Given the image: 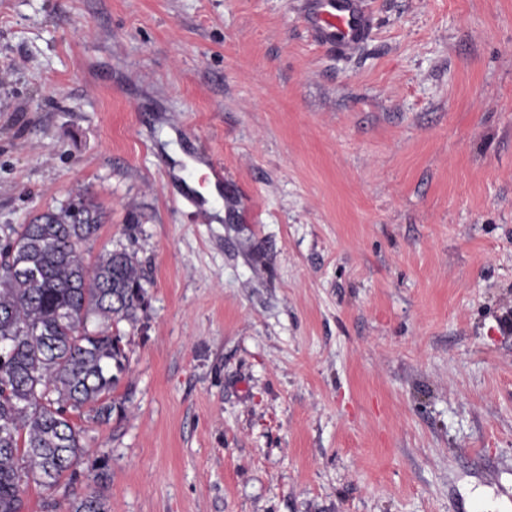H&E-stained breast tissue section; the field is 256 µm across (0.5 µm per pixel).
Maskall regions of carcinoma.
<instances>
[{
  "mask_svg": "<svg viewBox=\"0 0 512 512\" xmlns=\"http://www.w3.org/2000/svg\"><path fill=\"white\" fill-rule=\"evenodd\" d=\"M83 197L0 231V512H22L24 487L71 486L90 455L72 415L107 424L124 411L114 392L129 367L123 321L148 307L135 253L85 263L79 245L99 230ZM45 512H109L100 490L72 492Z\"/></svg>",
  "mask_w": 512,
  "mask_h": 512,
  "instance_id": "obj_1",
  "label": "carcinoma"
}]
</instances>
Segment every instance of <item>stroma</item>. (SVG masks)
Returning a JSON list of instances; mask_svg holds the SVG:
<instances>
[{
    "label": "stroma",
    "mask_w": 512,
    "mask_h": 512,
    "mask_svg": "<svg viewBox=\"0 0 512 512\" xmlns=\"http://www.w3.org/2000/svg\"><path fill=\"white\" fill-rule=\"evenodd\" d=\"M362 5L0 0V228L146 276L110 512H512V0ZM303 14L318 41L348 52L365 40L372 25L360 0H302Z\"/></svg>",
    "instance_id": "stroma-1"
}]
</instances>
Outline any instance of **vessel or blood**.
Returning a JSON list of instances; mask_svg holds the SVG:
<instances>
[{"instance_id": "vessel-or-blood-1", "label": "vessel or blood", "mask_w": 512, "mask_h": 512, "mask_svg": "<svg viewBox=\"0 0 512 512\" xmlns=\"http://www.w3.org/2000/svg\"><path fill=\"white\" fill-rule=\"evenodd\" d=\"M310 31L320 43L348 52L365 40L372 25L360 0H302Z\"/></svg>"}]
</instances>
